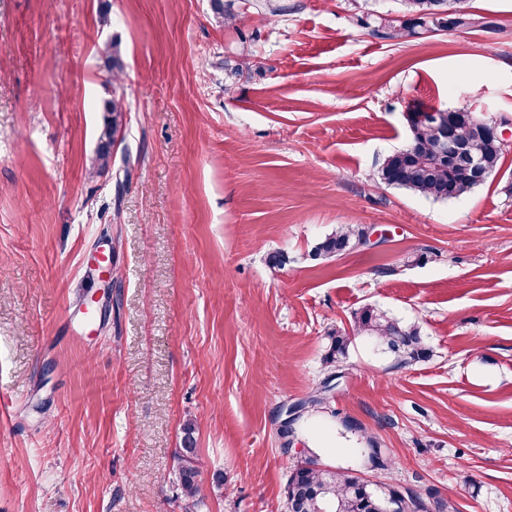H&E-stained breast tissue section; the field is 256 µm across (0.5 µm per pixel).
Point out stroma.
I'll use <instances>...</instances> for the list:
<instances>
[{
	"label": "stroma",
	"mask_w": 512,
	"mask_h": 512,
	"mask_svg": "<svg viewBox=\"0 0 512 512\" xmlns=\"http://www.w3.org/2000/svg\"><path fill=\"white\" fill-rule=\"evenodd\" d=\"M272 3L231 0L228 27L213 0H0V512H184L190 421L199 512H288L302 450L428 512H512V150L461 199L377 182L413 110L512 118V0L400 41L371 30L402 0ZM343 224L368 246L311 260ZM367 305L431 358L361 336L329 367ZM321 388L284 450L285 407ZM104 124L99 134V145L90 165V174H101L112 162V145L122 138L124 130V115L126 112L124 100L112 97L103 106ZM195 424L188 423L184 427V436L181 447L176 451V467L180 488V498L184 502L185 512L196 511L204 504L207 497L205 487L198 479L201 462L195 448Z\"/></svg>",
	"instance_id": "stroma-1"
}]
</instances>
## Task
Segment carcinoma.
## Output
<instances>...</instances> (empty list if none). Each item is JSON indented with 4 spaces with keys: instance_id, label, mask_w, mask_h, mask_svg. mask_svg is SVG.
<instances>
[{
    "instance_id": "1",
    "label": "carcinoma",
    "mask_w": 512,
    "mask_h": 512,
    "mask_svg": "<svg viewBox=\"0 0 512 512\" xmlns=\"http://www.w3.org/2000/svg\"><path fill=\"white\" fill-rule=\"evenodd\" d=\"M404 12L400 24L380 22L372 33L384 39L399 40L416 34V28H424L437 20V10L442 8L440 0H402ZM448 18L444 26L452 28L492 27L470 10V0H447ZM102 55L112 78L123 71L116 44L102 48ZM104 124L99 134V145L90 165L91 174L107 170L112 162V145L122 137L124 100L114 97L103 106ZM408 143L388 154L377 171L379 184L409 190L435 201L462 198L480 186L461 169L450 167L438 160V145L434 136V117L426 112H416L410 124ZM458 137L476 156L481 166L489 173L496 172L502 157L499 149L488 146L484 137L470 127L461 124ZM368 242L365 229L344 224L335 232L319 241L311 252V258L328 260L360 249ZM355 336H367L376 344L392 353L400 364L408 365L429 357L421 332L416 325H405L388 317L371 306L356 313L350 332H333L326 362L335 364L347 355L348 347ZM327 398L317 391L302 400L297 415L323 408ZM195 424L184 427L181 447L176 451V467L179 479L180 498L185 512L204 504L207 497L205 487L199 480L201 462L195 448ZM288 512H420L423 509L418 497L390 488L379 495L362 482L360 476L349 470H331L323 467L317 458L306 457L294 465L286 487Z\"/></svg>"
}]
</instances>
